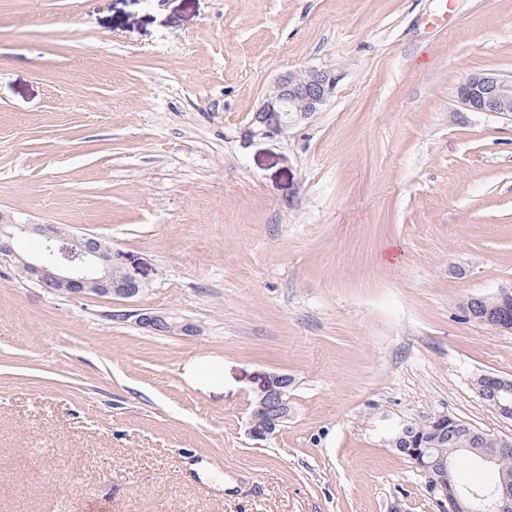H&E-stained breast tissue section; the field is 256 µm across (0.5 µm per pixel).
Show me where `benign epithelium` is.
Listing matches in <instances>:
<instances>
[{"mask_svg": "<svg viewBox=\"0 0 512 512\" xmlns=\"http://www.w3.org/2000/svg\"><path fill=\"white\" fill-rule=\"evenodd\" d=\"M336 74L328 69L308 68L280 74L265 94L249 121V136L275 137L312 118L329 102L336 88ZM461 104L474 112H492L512 117V77L492 73L475 74L464 80L457 90ZM31 235L41 238V249L22 255L17 245ZM0 259L16 262L22 272L36 282L69 296L94 294L99 297L128 300L143 292L142 283L131 273L112 263V246L93 234H70L56 224H18L0 215ZM512 306V289H501L493 296L471 297L465 312L479 314L481 321L502 331H512V318L504 311ZM135 322L158 335L176 332L193 333L190 323H179L157 312L134 311ZM290 378L274 377L258 395L252 413V430L257 437L272 435L291 415L288 403ZM476 389L493 398V407L505 418L512 419V380L492 374L476 379ZM486 433L463 428L450 416H440L414 430L406 428L395 438L398 450L426 476V489L440 507L446 503L455 512H475L473 499L458 488L435 478L424 461L426 451L436 447L442 438L453 445L463 444L486 465L512 453V437L490 439L484 447ZM491 512H512V473L500 471L493 485L484 490Z\"/></svg>", "mask_w": 512, "mask_h": 512, "instance_id": "obj_1", "label": "benign epithelium"}]
</instances>
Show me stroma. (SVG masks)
<instances>
[{
	"label": "stroma",
	"instance_id": "obj_1",
	"mask_svg": "<svg viewBox=\"0 0 512 512\" xmlns=\"http://www.w3.org/2000/svg\"><path fill=\"white\" fill-rule=\"evenodd\" d=\"M312 66L324 110L249 137ZM478 73L512 76V0H0V213L145 284L0 261V512H440L402 429L512 436L475 388L512 332L463 309L512 289V118L460 103ZM336 83V74L328 69L283 72L253 113L249 136H279L309 120L329 102ZM31 235L41 249L25 256L17 245ZM0 259L61 294L128 300L143 292L142 283L112 263V246L93 234H70L56 224H18L0 215ZM131 316L135 317V322L144 329L158 335H170L176 332L193 333L196 328L190 323H179L167 315L157 312L144 311L143 309L133 311ZM286 375L274 377L258 395L252 413V430L256 437H267L280 428L291 415Z\"/></svg>",
	"mask_w": 512,
	"mask_h": 512
}]
</instances>
